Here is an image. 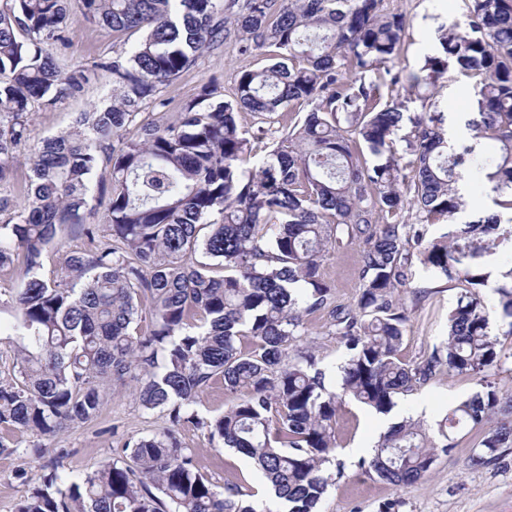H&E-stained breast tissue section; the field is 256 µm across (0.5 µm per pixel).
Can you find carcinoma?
<instances>
[{"label": "carcinoma", "instance_id": "1", "mask_svg": "<svg viewBox=\"0 0 512 512\" xmlns=\"http://www.w3.org/2000/svg\"><path fill=\"white\" fill-rule=\"evenodd\" d=\"M70 2L0 0V187L14 177L33 105L112 78L109 106L80 113L43 142L25 203L0 194V270L20 256L25 276L21 291L0 289L14 346L12 374L0 381V455L44 456L46 445L20 449L5 436L50 437L91 422L112 385L133 379L142 410L163 409L172 425L221 439L254 461L288 512H316L331 483L325 464L342 399L387 414L438 372L484 375L499 361L482 290L496 248L512 247V217L457 223L466 201L456 184L477 139L495 141L483 179L512 214V0H468L464 24H450L409 76L420 112L382 94L384 75L399 81L386 64L406 28L387 0H77L84 21L143 36L64 73L53 49L69 41ZM230 42L267 58L237 72L230 98L217 97L212 77L175 121L113 142L145 102L164 105L162 86ZM452 71L477 78L478 88V118L467 121L473 141L456 148L443 113L427 111L420 93ZM240 112L259 125L242 129ZM264 139L272 149L258 158L253 145ZM99 167L110 180L107 224H84L87 247L47 278V247L60 227L83 224ZM439 223L445 232L425 239L426 226ZM345 240L363 246L353 306L336 303L320 272L323 253ZM198 254L224 274L212 275ZM416 262L465 289L447 339L410 364L398 357L407 322L398 286ZM508 278L496 293L511 336L512 271ZM321 310L346 349L339 393L326 389L314 355L288 353L304 317ZM145 313L151 328L142 333ZM242 337L252 349L238 345ZM218 380L233 402L203 417L194 405ZM496 411L512 412V394L486 381L438 428L447 439ZM510 447L504 421L472 463ZM448 448L405 421L381 436L365 465L404 488ZM65 454L59 449L36 479L18 472L29 491L16 512H273L212 484L173 429L128 440L119 457L75 479L59 472Z\"/></svg>", "mask_w": 512, "mask_h": 512}]
</instances>
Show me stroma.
I'll return each instance as SVG.
<instances>
[{"instance_id": "obj_1", "label": "stroma", "mask_w": 512, "mask_h": 512, "mask_svg": "<svg viewBox=\"0 0 512 512\" xmlns=\"http://www.w3.org/2000/svg\"><path fill=\"white\" fill-rule=\"evenodd\" d=\"M402 12L407 29L399 55L391 62L393 72L401 81L384 89L385 99L407 102L410 111H420L419 103L409 100L406 81L417 72L423 57L437 44L440 29L463 20L466 0H393ZM139 33L120 36L111 30L75 18L70 40L59 48L56 57L62 67L88 66L99 58L111 56L114 47L132 44ZM255 57L239 56L233 45L226 44L205 54L197 65L184 72L162 90L168 101L164 118L174 121L182 106L194 99L210 78H218L222 89L232 85L234 71L242 66H258ZM476 80L459 72L437 82L433 100L444 114V126L449 144L471 138L467 120L477 116ZM112 101V84L100 78L85 85L73 96L63 98L51 109L33 108L29 115L30 135L21 145L14 184L16 199H24L30 173V163L42 140L69 129L78 113L93 107H104ZM494 141L485 139L474 156L461 167L466 209L458 215L465 223L493 210V195L480 182L479 163L482 156L492 153ZM362 246L345 243L326 252L321 265L322 278L331 287L338 302L355 304L360 293L359 269ZM491 287L484 296L490 308L492 332L502 352L500 364L488 372V379L501 392H512V336L505 335L498 295L493 289L507 271L512 270V250L498 249L492 257ZM463 289L462 284L429 277L415 269L413 277L401 289L408 321L399 355L407 362L421 360L433 346L444 341L448 334V312ZM305 334L293 345L294 352L315 351L319 366L326 373V385L339 390V366L345 349L336 337L330 336L329 316L316 312L304 318ZM482 388L479 377L471 374H437L426 384L400 395L390 414L384 415L355 401H344L336 416V449L327 465L333 479L321 504L320 512H384L394 506L396 512H512V447L503 449L500 457L482 468L472 467L470 458L484 437L485 428L463 429L443 438L438 423L460 400ZM404 420L418 423L436 444H448V452L439 454L430 473L418 483L405 488L393 487L375 474L361 468L369 458L380 437L390 426ZM176 428L178 437L199 470L213 484L237 485L245 500L258 502L264 498L260 478L250 462L223 443L210 440L206 432L192 425L172 426L166 411L146 412L138 405L132 386L117 387L105 403L98 418L76 428L59 432L48 441L49 447L65 449L66 472L80 477L97 468L102 462L119 454L129 439L150 437L167 428ZM12 439L20 451L11 456L0 455V512H16L19 501L27 495L28 487L16 477L23 469L29 475L41 472L42 459L25 454L32 444L29 433H14Z\"/></svg>"}]
</instances>
